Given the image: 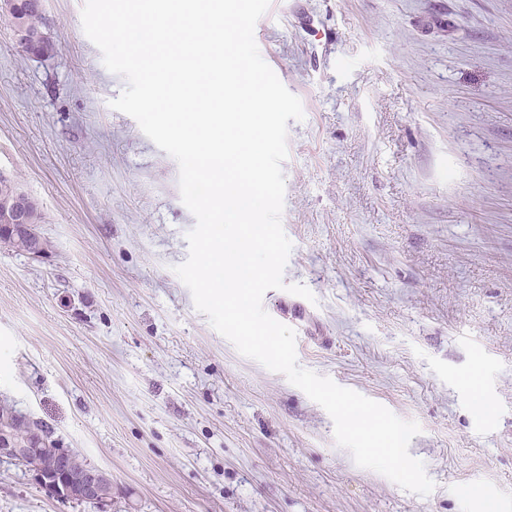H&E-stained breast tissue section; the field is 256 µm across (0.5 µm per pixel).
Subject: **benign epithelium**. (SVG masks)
<instances>
[{
    "label": "benign epithelium",
    "mask_w": 512,
    "mask_h": 512,
    "mask_svg": "<svg viewBox=\"0 0 512 512\" xmlns=\"http://www.w3.org/2000/svg\"><path fill=\"white\" fill-rule=\"evenodd\" d=\"M7 226L8 232L32 241L31 254H41L36 225L27 208L26 196L20 190L0 201V227ZM48 444L44 432L36 431L35 444L23 447L11 430L0 428V458L22 462L32 473L39 486L51 494L69 500L91 502L105 512L112 505V477L105 470L82 462L73 453L65 456L61 471L55 475L46 473L39 462L42 447Z\"/></svg>",
    "instance_id": "obj_1"
}]
</instances>
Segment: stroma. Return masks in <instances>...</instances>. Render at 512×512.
I'll return each instance as SVG.
<instances>
[{"instance_id":"1","label":"stroma","mask_w":512,"mask_h":512,"mask_svg":"<svg viewBox=\"0 0 512 512\" xmlns=\"http://www.w3.org/2000/svg\"><path fill=\"white\" fill-rule=\"evenodd\" d=\"M83 5L43 0V58L0 19V173L49 243L0 246V402L109 472L111 512H479L465 486L512 512V0H273L254 31L304 110L283 280L314 295L263 306L300 367L420 425L426 496L196 309L178 164L111 108ZM0 512L99 510L0 460Z\"/></svg>"}]
</instances>
